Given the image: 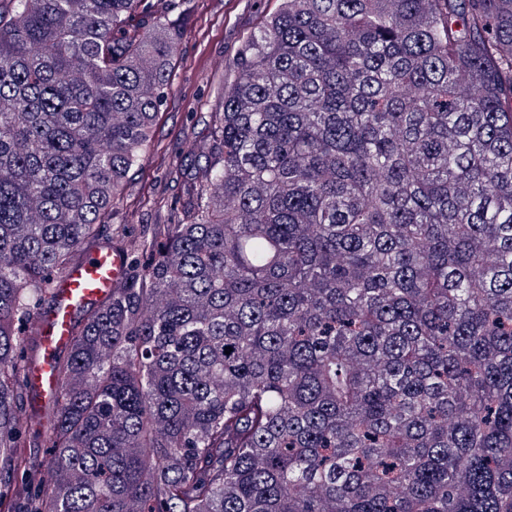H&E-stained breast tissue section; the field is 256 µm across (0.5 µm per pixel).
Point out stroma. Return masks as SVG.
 Instances as JSON below:
<instances>
[{"label": "stroma", "mask_w": 512, "mask_h": 512, "mask_svg": "<svg viewBox=\"0 0 512 512\" xmlns=\"http://www.w3.org/2000/svg\"><path fill=\"white\" fill-rule=\"evenodd\" d=\"M278 7V0H194L188 33L173 60L167 103L151 131L161 154H146L101 237L126 230L135 243L143 228L163 223L166 203L183 199L188 180L208 163L211 126L224 84L235 69L243 41Z\"/></svg>", "instance_id": "stroma-1"}]
</instances>
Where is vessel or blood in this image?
<instances>
[{"instance_id": "1", "label": "vessel or blood", "mask_w": 512, "mask_h": 512, "mask_svg": "<svg viewBox=\"0 0 512 512\" xmlns=\"http://www.w3.org/2000/svg\"><path fill=\"white\" fill-rule=\"evenodd\" d=\"M125 258L109 248L91 250L58 283L51 305L36 324L41 348L28 373V392L35 402L49 400L55 384L56 359L71 344L73 327L87 303L108 296L121 280Z\"/></svg>"}]
</instances>
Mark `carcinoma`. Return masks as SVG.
<instances>
[{"label": "carcinoma", "mask_w": 512, "mask_h": 512, "mask_svg": "<svg viewBox=\"0 0 512 512\" xmlns=\"http://www.w3.org/2000/svg\"><path fill=\"white\" fill-rule=\"evenodd\" d=\"M187 2L0 0V512H512V0H279L165 239L108 245L33 488L20 352Z\"/></svg>", "instance_id": "obj_1"}]
</instances>
